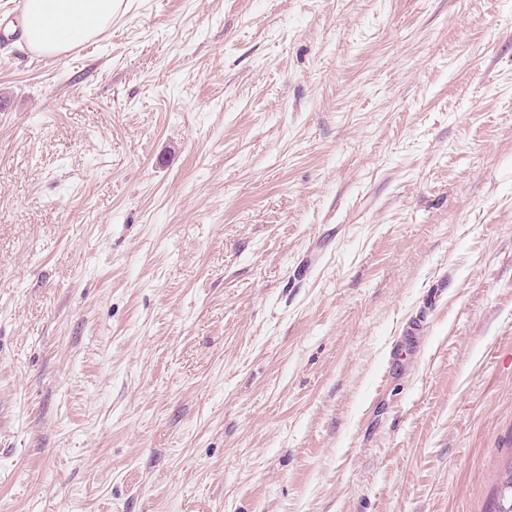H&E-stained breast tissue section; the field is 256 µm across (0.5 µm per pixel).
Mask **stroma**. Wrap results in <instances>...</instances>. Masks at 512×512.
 <instances>
[{
    "label": "stroma",
    "instance_id": "35a3bbf8",
    "mask_svg": "<svg viewBox=\"0 0 512 512\" xmlns=\"http://www.w3.org/2000/svg\"><path fill=\"white\" fill-rule=\"evenodd\" d=\"M21 4L0 0V512H489L512 0H123L36 65Z\"/></svg>",
    "mask_w": 512,
    "mask_h": 512
}]
</instances>
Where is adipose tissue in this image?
Here are the masks:
<instances>
[{"label":"adipose tissue","instance_id":"obj_1","mask_svg":"<svg viewBox=\"0 0 512 512\" xmlns=\"http://www.w3.org/2000/svg\"><path fill=\"white\" fill-rule=\"evenodd\" d=\"M120 7L121 0H22L25 46L44 58H61L105 31Z\"/></svg>","mask_w":512,"mask_h":512}]
</instances>
